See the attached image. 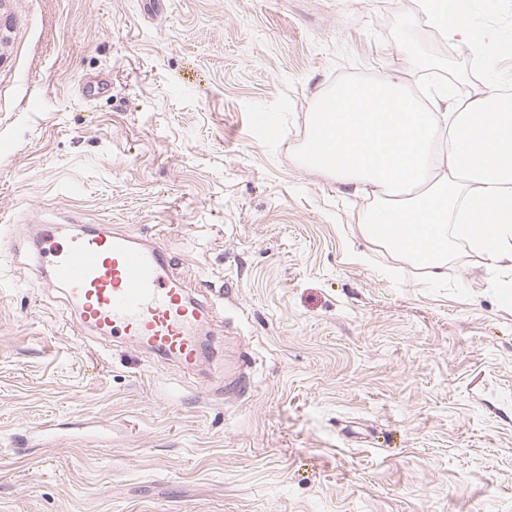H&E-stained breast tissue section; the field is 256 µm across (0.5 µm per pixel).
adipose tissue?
Here are the masks:
<instances>
[{
  "mask_svg": "<svg viewBox=\"0 0 512 512\" xmlns=\"http://www.w3.org/2000/svg\"><path fill=\"white\" fill-rule=\"evenodd\" d=\"M448 42L476 35L448 0H421ZM333 108L315 104L299 162L371 196L365 237L439 275L451 239L467 240L489 267L512 271V94L467 103L448 88L441 111L423 108L403 83L338 84Z\"/></svg>",
  "mask_w": 512,
  "mask_h": 512,
  "instance_id": "1",
  "label": "adipose tissue"
}]
</instances>
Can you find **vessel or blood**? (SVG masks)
<instances>
[{"label":"vessel or blood","mask_w":512,"mask_h":512,"mask_svg":"<svg viewBox=\"0 0 512 512\" xmlns=\"http://www.w3.org/2000/svg\"><path fill=\"white\" fill-rule=\"evenodd\" d=\"M37 262L64 289L80 327L134 339L187 369L195 364L192 331L209 310L186 298L162 243L145 245L105 227L75 234L70 225L46 223Z\"/></svg>","instance_id":"b4317fda"}]
</instances>
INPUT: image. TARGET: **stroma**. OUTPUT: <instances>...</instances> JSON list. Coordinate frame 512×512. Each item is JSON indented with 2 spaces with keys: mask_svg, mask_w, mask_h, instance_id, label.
<instances>
[{
  "mask_svg": "<svg viewBox=\"0 0 512 512\" xmlns=\"http://www.w3.org/2000/svg\"><path fill=\"white\" fill-rule=\"evenodd\" d=\"M460 6L487 61L419 0L0 6V512H512V272L459 240L431 279L295 153L348 80L512 91V0ZM34 213L163 237L208 355L73 333Z\"/></svg>",
  "mask_w": 512,
  "mask_h": 512,
  "instance_id": "1",
  "label": "stroma"
}]
</instances>
